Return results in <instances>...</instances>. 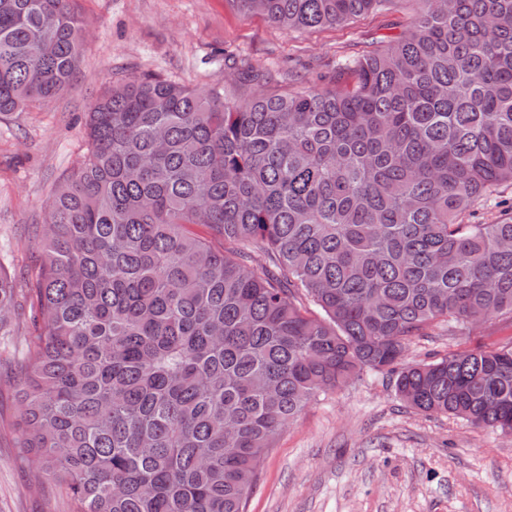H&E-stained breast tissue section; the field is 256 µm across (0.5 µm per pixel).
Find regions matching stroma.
Here are the masks:
<instances>
[{
	"label": "stroma",
	"mask_w": 512,
	"mask_h": 512,
	"mask_svg": "<svg viewBox=\"0 0 512 512\" xmlns=\"http://www.w3.org/2000/svg\"><path fill=\"white\" fill-rule=\"evenodd\" d=\"M86 41L59 97L0 115V264L14 275L13 333L0 338V512H74L54 487L32 494L15 446L13 380L24 360L29 287L41 263L34 238L55 187L86 151L85 114L121 76L153 75L206 88L220 58H248L278 78L296 72L322 88L338 56L401 32L412 0L383 14L295 32L234 0H78ZM512 337L493 318L456 336L436 327L413 338L409 362L492 348ZM246 512H512V436L404 404L388 375L368 372L311 404L278 437Z\"/></svg>",
	"instance_id": "1"
}]
</instances>
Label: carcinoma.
<instances>
[{
    "label": "carcinoma",
    "instance_id": "cac0c4a2",
    "mask_svg": "<svg viewBox=\"0 0 512 512\" xmlns=\"http://www.w3.org/2000/svg\"><path fill=\"white\" fill-rule=\"evenodd\" d=\"M234 2L303 31L392 0ZM415 2L321 90L244 59L246 98L124 77L90 108L14 383L18 458L76 512H246L283 429L364 371L512 436V338L403 360L433 325L512 319V219L461 220L512 187V0ZM83 28L73 0H0V114L67 89ZM15 306L0 267V336Z\"/></svg>",
    "mask_w": 512,
    "mask_h": 512
}]
</instances>
